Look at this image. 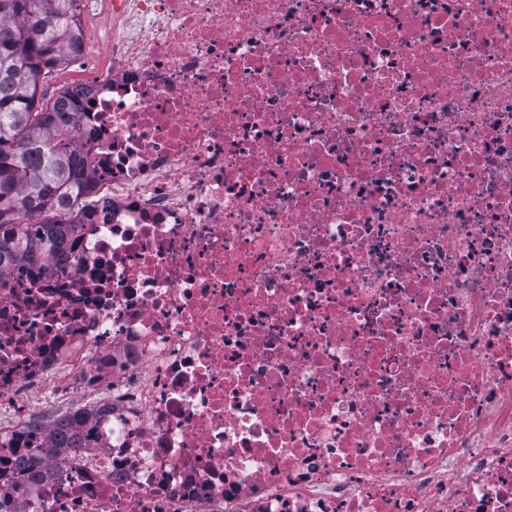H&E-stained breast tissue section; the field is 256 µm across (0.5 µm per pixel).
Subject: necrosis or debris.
<instances>
[{"label": "necrosis or debris", "instance_id": "obj_1", "mask_svg": "<svg viewBox=\"0 0 512 512\" xmlns=\"http://www.w3.org/2000/svg\"><path fill=\"white\" fill-rule=\"evenodd\" d=\"M102 6L0 512H512V0Z\"/></svg>", "mask_w": 512, "mask_h": 512}]
</instances>
